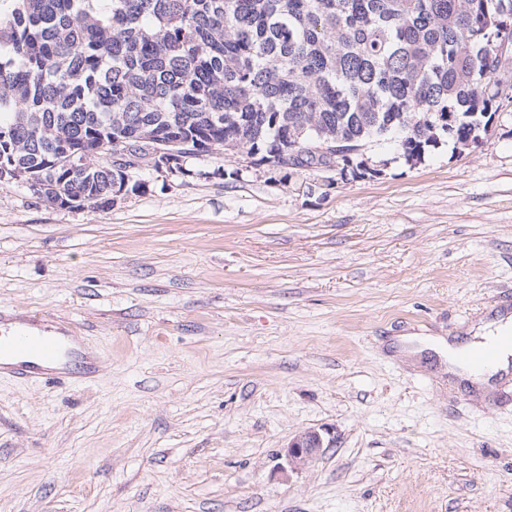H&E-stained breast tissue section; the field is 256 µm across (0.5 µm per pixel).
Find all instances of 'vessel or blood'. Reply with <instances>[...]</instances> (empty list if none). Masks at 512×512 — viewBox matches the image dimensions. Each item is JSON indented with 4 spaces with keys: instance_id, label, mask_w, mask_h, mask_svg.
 I'll return each instance as SVG.
<instances>
[{
    "instance_id": "b4317fda",
    "label": "vessel or blood",
    "mask_w": 512,
    "mask_h": 512,
    "mask_svg": "<svg viewBox=\"0 0 512 512\" xmlns=\"http://www.w3.org/2000/svg\"><path fill=\"white\" fill-rule=\"evenodd\" d=\"M67 354L63 337L0 330V370L8 371L16 381L33 385L44 379H69L77 373L92 376V368L81 362L71 369L61 366L60 361ZM457 358L470 369L483 370L496 363L498 350L493 346L461 350Z\"/></svg>"
}]
</instances>
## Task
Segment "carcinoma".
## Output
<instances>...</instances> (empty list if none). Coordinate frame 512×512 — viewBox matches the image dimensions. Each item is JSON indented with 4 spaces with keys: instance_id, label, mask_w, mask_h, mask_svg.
<instances>
[{
    "instance_id": "cac0c4a2",
    "label": "carcinoma",
    "mask_w": 512,
    "mask_h": 512,
    "mask_svg": "<svg viewBox=\"0 0 512 512\" xmlns=\"http://www.w3.org/2000/svg\"><path fill=\"white\" fill-rule=\"evenodd\" d=\"M502 33L512 0H0V171L93 211L146 191L112 166L137 139L362 178L392 138L413 166L487 132Z\"/></svg>"
}]
</instances>
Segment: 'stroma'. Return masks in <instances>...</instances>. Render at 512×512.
I'll return each mask as SVG.
<instances>
[{"label": "stroma", "instance_id": "35a3bbf8", "mask_svg": "<svg viewBox=\"0 0 512 512\" xmlns=\"http://www.w3.org/2000/svg\"><path fill=\"white\" fill-rule=\"evenodd\" d=\"M372 156L329 187L145 165L99 212L0 181V324L102 358L88 385L0 376V512H512V378L421 342L512 313V102L468 149ZM336 445V436L331 429H309L296 434L284 450V455L292 470L306 468L326 448Z\"/></svg>", "mask_w": 512, "mask_h": 512}]
</instances>
